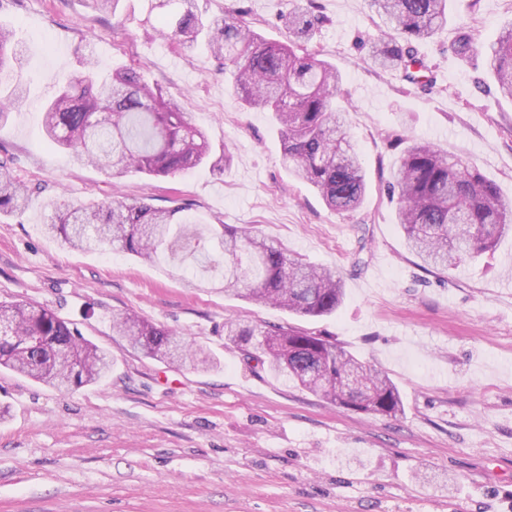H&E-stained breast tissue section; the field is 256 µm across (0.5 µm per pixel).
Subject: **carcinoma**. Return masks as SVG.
Masks as SVG:
<instances>
[{"label":"carcinoma","instance_id":"cac0c4a2","mask_svg":"<svg viewBox=\"0 0 512 512\" xmlns=\"http://www.w3.org/2000/svg\"><path fill=\"white\" fill-rule=\"evenodd\" d=\"M182 11L170 31L184 48L202 39L211 56L228 69L234 88L250 108L269 112L280 125L282 164L321 194L332 210L359 208L366 177L356 142L348 135L349 112L336 109L341 77L311 43L323 20L316 0H295L281 14L285 42H268L239 13L208 19L195 0H180ZM390 24L391 33L372 47L380 66L400 68L412 83L427 67L414 43L448 24V0H371ZM451 51H474L470 31L461 27ZM489 66L501 92L512 98V27L501 31L488 49ZM22 48L13 30L0 24V70L20 72ZM43 110L46 139L67 150L79 164H91L111 177L129 173L176 176L206 163L207 138L185 118L179 104L132 69H117L101 82L94 62ZM26 92L22 81L0 88V121L8 118ZM397 198V221L407 249L425 269L443 270L473 261L492 250L512 230V200L474 167L428 143L413 141L387 181ZM29 190L0 161V216L22 212ZM186 206L154 207L145 201L55 204L46 232L83 252L108 247L153 261L163 252L183 261L205 252L212 270L224 272V289L293 314L320 317L340 307L344 282L339 273L311 264L274 242L229 224L197 228L200 220ZM468 238L456 232L459 218ZM9 326L12 344H0V366L58 390L93 384L112 370L109 352L91 343L53 311L23 302L0 304V321ZM112 332L136 351L176 365L209 366L212 356L176 330L135 314L112 315ZM224 336L274 376L292 381L331 403L363 412L395 416L402 412L399 389L390 377L322 336L292 327H262L239 319L224 321ZM350 365L360 370L366 391L345 394L337 385Z\"/></svg>","mask_w":512,"mask_h":512}]
</instances>
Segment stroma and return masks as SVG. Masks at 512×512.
<instances>
[{"mask_svg":"<svg viewBox=\"0 0 512 512\" xmlns=\"http://www.w3.org/2000/svg\"><path fill=\"white\" fill-rule=\"evenodd\" d=\"M311 43L340 71L368 193L351 213L328 208L280 162L269 113L247 108L204 46L161 36L177 0H0V23L25 49L30 94L0 125V161L31 187L0 219V302L48 308L111 352V373L77 390L0 371V512H512V234L477 261L432 273L405 247L385 185L410 140L472 163L512 198V98L486 48L512 25V0H449L448 24L415 49L429 86L379 67L386 24L370 0H318ZM285 0H196L213 18L244 11L285 41ZM475 50L450 45L460 27ZM94 54L97 73L134 69L177 99L211 144L207 165L175 177H108L51 146L40 106ZM143 200L189 207L203 223L251 227L340 273L336 313L302 318L198 286L175 262L110 249L80 252L47 235L51 202ZM134 312L207 347L213 368H176L113 335ZM306 329L336 341L397 384V416L345 410L254 369L224 321Z\"/></svg>","mask_w":512,"mask_h":512,"instance_id":"stroma-1","label":"stroma"}]
</instances>
